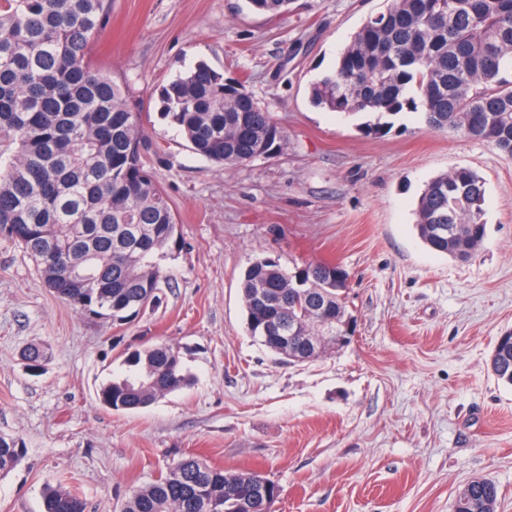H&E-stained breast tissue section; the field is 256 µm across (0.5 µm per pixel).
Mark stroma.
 Wrapping results in <instances>:
<instances>
[{
	"mask_svg": "<svg viewBox=\"0 0 512 512\" xmlns=\"http://www.w3.org/2000/svg\"><path fill=\"white\" fill-rule=\"evenodd\" d=\"M108 3L90 56L130 88L181 241L158 302L116 326L77 313L0 237V435L25 450L0 479V512H44L49 485L114 512L188 454L266 474L274 512H454L476 477L512 512V388L489 365L512 328V157L418 110L375 136L312 103L311 83L384 0H292L279 17L246 0ZM201 61L272 113L280 152L226 169L161 117L157 86ZM459 167L485 182L486 232L466 261L414 227L426 182ZM263 257L341 265L350 343L297 364L250 336L241 274ZM160 343L191 385L134 411L101 405L126 354ZM30 345L45 354L36 373Z\"/></svg>",
	"mask_w": 512,
	"mask_h": 512,
	"instance_id": "1",
	"label": "stroma"
}]
</instances>
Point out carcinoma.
Segmentation results:
<instances>
[{"mask_svg": "<svg viewBox=\"0 0 512 512\" xmlns=\"http://www.w3.org/2000/svg\"><path fill=\"white\" fill-rule=\"evenodd\" d=\"M262 14L288 12L291 0H246ZM109 21L106 0H0V236L16 242L44 286L81 314L132 319L158 300L163 263L177 240L175 215L148 170L141 113L125 82L95 66L92 42ZM512 0H386L351 36L335 68L310 86L314 104L368 114L378 135L403 110L424 108L433 130L487 142L512 155ZM162 115L192 149L226 168L283 148L286 136L241 83L201 62L159 89ZM485 188L460 167L431 179L416 207V230L430 249L457 257L455 227L480 247ZM348 273L338 264L285 270L270 257L245 267L246 329L269 351L263 326L300 336L336 335L347 309ZM125 369L99 392L114 410L145 407L190 383L178 349L131 352ZM494 376L512 386V330L490 357ZM17 441L0 435V478L21 463ZM258 471L229 472L195 455L135 491L120 512H264L280 496ZM45 512H85L70 491L44 489ZM498 490L472 480L455 512H496Z\"/></svg>", "mask_w": 512, "mask_h": 512, "instance_id": "1", "label": "carcinoma"}]
</instances>
